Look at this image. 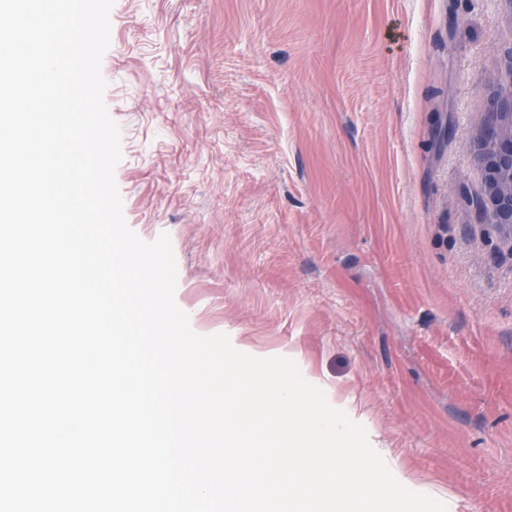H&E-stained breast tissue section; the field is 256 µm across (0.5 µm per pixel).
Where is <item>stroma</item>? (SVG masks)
Returning a JSON list of instances; mask_svg holds the SVG:
<instances>
[{"label":"stroma","mask_w":512,"mask_h":512,"mask_svg":"<svg viewBox=\"0 0 512 512\" xmlns=\"http://www.w3.org/2000/svg\"><path fill=\"white\" fill-rule=\"evenodd\" d=\"M127 225L200 335L285 357L446 512H512V227L479 207L505 0H115Z\"/></svg>","instance_id":"obj_1"}]
</instances>
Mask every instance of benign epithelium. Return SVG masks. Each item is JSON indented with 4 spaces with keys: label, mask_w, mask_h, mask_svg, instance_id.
<instances>
[{
    "label": "benign epithelium",
    "mask_w": 512,
    "mask_h": 512,
    "mask_svg": "<svg viewBox=\"0 0 512 512\" xmlns=\"http://www.w3.org/2000/svg\"><path fill=\"white\" fill-rule=\"evenodd\" d=\"M483 137L487 145L476 154L484 173L481 207L500 224H512V92L487 103Z\"/></svg>",
    "instance_id": "1"
}]
</instances>
